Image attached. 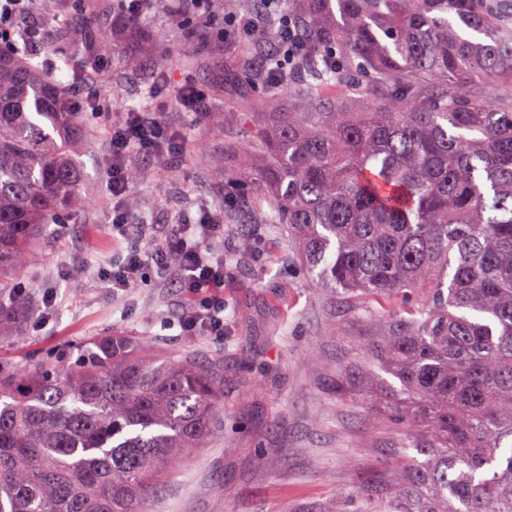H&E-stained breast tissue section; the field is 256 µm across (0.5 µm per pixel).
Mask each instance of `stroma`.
<instances>
[{
    "instance_id": "1",
    "label": "stroma",
    "mask_w": 512,
    "mask_h": 512,
    "mask_svg": "<svg viewBox=\"0 0 512 512\" xmlns=\"http://www.w3.org/2000/svg\"><path fill=\"white\" fill-rule=\"evenodd\" d=\"M209 10L206 31L191 6L179 14L153 6L122 31L112 26V0H47L37 13L38 56H52L64 33L96 44L104 74L74 85L69 102L98 94L112 110L95 114L81 150L86 182L77 217L51 225L30 264L6 283L30 308L17 336L0 338V362L29 369L110 333L146 340L150 358L220 362L223 432L181 464L146 512H368L395 494L400 461L377 399L345 378L366 359L364 329L354 299L322 291L289 256L285 227L254 236L246 253L241 242L252 225H225L213 242L224 255L220 339L182 335L177 320L192 300L173 278L149 268L124 291L106 279L128 250L155 247L186 215L223 210L224 126L233 113L267 108L249 80L254 37L224 36V0H210ZM186 85L201 92L200 109L181 105ZM130 107L161 112L183 145L164 156L130 153L131 169L142 174L126 196L138 230L122 237L112 230L102 164L112 116ZM45 311L50 321L38 325ZM339 323L345 331L337 336Z\"/></svg>"
}]
</instances>
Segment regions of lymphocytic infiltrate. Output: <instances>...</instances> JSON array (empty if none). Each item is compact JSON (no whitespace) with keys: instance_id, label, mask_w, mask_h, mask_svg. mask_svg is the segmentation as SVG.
<instances>
[{"instance_id":"1","label":"lymphocytic infiltrate","mask_w":512,"mask_h":512,"mask_svg":"<svg viewBox=\"0 0 512 512\" xmlns=\"http://www.w3.org/2000/svg\"><path fill=\"white\" fill-rule=\"evenodd\" d=\"M177 133L153 112H129L112 125L106 159V187L112 198V223L121 235H129L132 224L124 209L129 188L127 161L131 148L160 154L175 148ZM195 238H187L184 225L172 229L164 242L150 251L129 250L112 268V287L121 290L138 283L145 268L153 267L174 276L181 288L198 301L179 320L187 336H220L224 333V301L207 296L210 288L224 285V258L211 252L207 244L224 232V218L204 211L195 220Z\"/></svg>"}]
</instances>
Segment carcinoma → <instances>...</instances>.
<instances>
[{
  "instance_id": "cac0c4a2",
  "label": "carcinoma",
  "mask_w": 512,
  "mask_h": 512,
  "mask_svg": "<svg viewBox=\"0 0 512 512\" xmlns=\"http://www.w3.org/2000/svg\"><path fill=\"white\" fill-rule=\"evenodd\" d=\"M507 0H285L261 54L232 222L285 224L320 288L365 309L369 388L403 461L389 512H512V27ZM91 115L0 37V280L75 212ZM26 302L0 296V336ZM221 365L124 336L0 368V512H145L220 432Z\"/></svg>"
}]
</instances>
